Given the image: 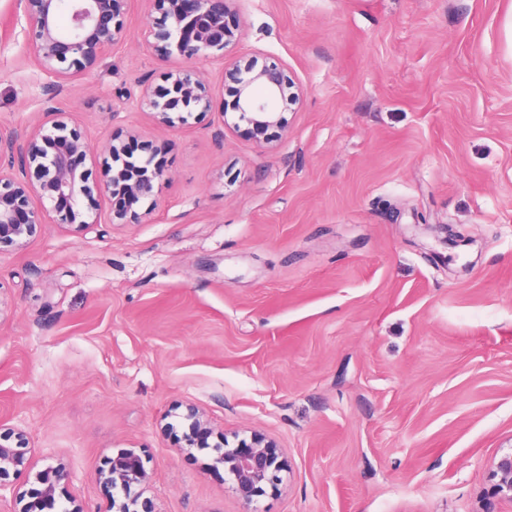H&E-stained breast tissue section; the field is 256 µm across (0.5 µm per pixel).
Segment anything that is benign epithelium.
I'll return each instance as SVG.
<instances>
[{"mask_svg":"<svg viewBox=\"0 0 512 512\" xmlns=\"http://www.w3.org/2000/svg\"><path fill=\"white\" fill-rule=\"evenodd\" d=\"M129 0H15L23 21L25 42L43 75L41 112L44 120L31 130L0 129V253L21 250L51 222L73 233L100 223L95 197L111 202L112 223H139L149 217L166 181L163 168L152 164L148 143L133 156L126 143L110 141L106 158L96 163L81 126L60 103L71 92L75 77L91 73L125 35ZM149 12L144 37L156 59L170 68L164 84L142 85L137 105L150 112L159 127L176 128L193 114L210 112L209 89L195 66L232 48L242 35L236 0H146ZM232 110L245 123L242 134L266 149L276 132L286 128L283 111L301 102L302 90L281 65L251 60L235 64ZM40 205H35L33 199ZM190 432L184 448H207L213 435L203 412L189 404L181 413ZM224 451L214 464L224 466V481L246 512H262L258 497L265 486L277 487L280 473L290 468L287 454L269 435L251 430L233 439L221 436ZM36 449L26 433L0 424V502L10 498V512H43L55 506L69 472L62 463L41 470ZM34 473L27 489L15 478ZM491 493L512 503V450L493 460ZM97 481L112 491L116 512H158L147 496L150 476L141 453L119 448L104 460Z\"/></svg>","mask_w":512,"mask_h":512,"instance_id":"obj_1","label":"benign epithelium"}]
</instances>
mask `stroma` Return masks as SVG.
<instances>
[{
  "label": "stroma",
  "mask_w": 512,
  "mask_h": 512,
  "mask_svg": "<svg viewBox=\"0 0 512 512\" xmlns=\"http://www.w3.org/2000/svg\"><path fill=\"white\" fill-rule=\"evenodd\" d=\"M234 59L303 90L273 150L212 110L155 128L161 70L125 40L61 106L95 149L140 131L169 180L149 221L44 225L0 253V422L112 512L106 455L147 458L159 512H244L183 451L176 406L259 429L291 462L263 512H475L512 448V0H237ZM44 81L0 0V128ZM467 244H445L446 230Z\"/></svg>",
  "instance_id": "obj_1"
}]
</instances>
